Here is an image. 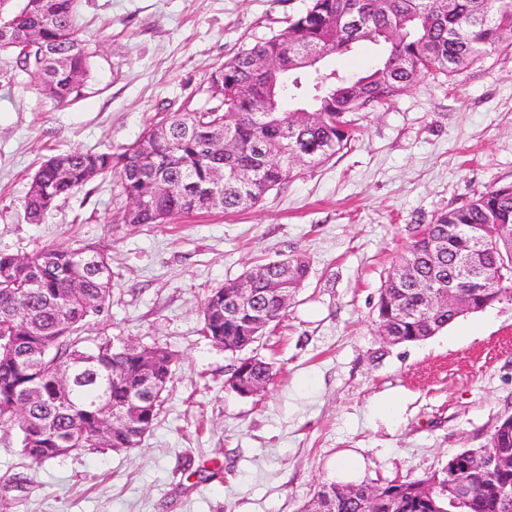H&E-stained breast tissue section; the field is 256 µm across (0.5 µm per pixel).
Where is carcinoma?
I'll return each instance as SVG.
<instances>
[{"mask_svg": "<svg viewBox=\"0 0 512 512\" xmlns=\"http://www.w3.org/2000/svg\"><path fill=\"white\" fill-rule=\"evenodd\" d=\"M76 0H41L0 16L9 40L0 50L16 52L17 63L46 94L62 102L89 73V53L75 26ZM34 29L38 38L27 41ZM360 42L384 47L370 72L341 74L301 58L345 53ZM512 47V0H309L288 25L243 48L224 62L222 100L210 107L174 112L153 123L119 153L73 149L49 158L36 172L24 200L25 216L44 219L54 203L98 177L115 178L128 202L143 200L136 213L124 209L121 224H170L195 210L239 212L255 208L274 189L295 176L297 164L328 162L353 139L354 115L403 93L422 76L438 71L455 77L501 48ZM51 50L61 64H48ZM276 56L280 67L258 73L257 60ZM221 132L228 149L212 151L206 136ZM497 224L512 225V184L489 189L469 203L440 213L418 230L396 267L412 259L415 276L431 282L453 267L455 257L483 234L494 247L477 261L499 273L490 292L512 301V241L491 235ZM265 276L252 281L264 325L239 312L231 297L237 280L211 291L203 305V331L211 341L235 350L277 326L288 313L282 288L296 290L308 272L301 257L277 265H257ZM377 303L378 320L406 342L429 339L455 320L448 309L420 311V293L398 275L386 280ZM112 295L110 255L106 250L49 247L30 256L0 253V427H13L12 399L35 384L42 398L30 407L33 428L18 427L20 446L37 467L69 448L128 450L141 445L140 429L118 424L100 435L94 415L100 380L108 381L109 400L120 406L139 388L150 403L144 427L157 419L163 393L173 377L175 356L156 345L145 359L122 341L95 328V318ZM247 382L266 388L276 371L253 358L236 362ZM72 375L66 400L56 395L59 374ZM439 487L428 503L410 495L424 481ZM465 484L481 494L477 512H504L495 495L499 476L465 473ZM445 471L381 487L382 494L406 496L402 512H471L448 503ZM368 485L322 484L310 509L367 512Z\"/></svg>", "mask_w": 512, "mask_h": 512, "instance_id": "1", "label": "carcinoma"}]
</instances>
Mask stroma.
Wrapping results in <instances>:
<instances>
[{
    "label": "stroma",
    "instance_id": "obj_1",
    "mask_svg": "<svg viewBox=\"0 0 512 512\" xmlns=\"http://www.w3.org/2000/svg\"><path fill=\"white\" fill-rule=\"evenodd\" d=\"M307 3L78 0L91 72L62 103L0 53V253L106 248L113 287L99 325L176 357L137 448L78 449L38 469L18 429L0 427V512H301L337 481L340 456L359 459L357 483L418 479L487 445L512 414V302L416 343L386 344L376 323L380 290L421 226L512 183V49L453 80L427 75L365 113L347 149L256 209L118 224L126 200L96 179L44 222L24 216L47 156L118 152L185 101L205 104L212 71ZM295 255L307 277L250 349L278 375L240 397L225 386L233 355L202 332L201 303L246 269Z\"/></svg>",
    "mask_w": 512,
    "mask_h": 512
}]
</instances>
